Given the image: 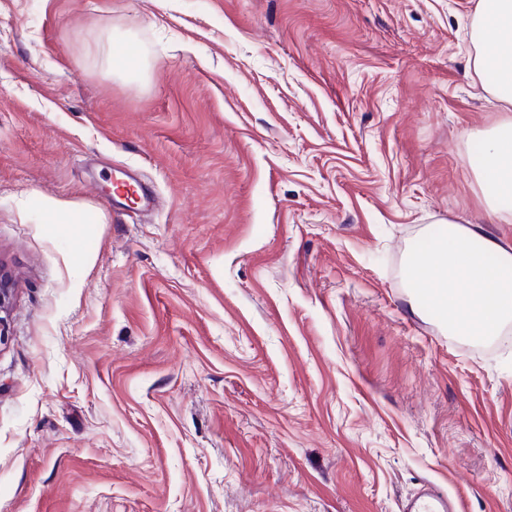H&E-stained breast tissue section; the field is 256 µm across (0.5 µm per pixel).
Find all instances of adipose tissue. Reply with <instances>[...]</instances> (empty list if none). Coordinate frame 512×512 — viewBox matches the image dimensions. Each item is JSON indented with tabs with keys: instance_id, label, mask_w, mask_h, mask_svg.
Here are the masks:
<instances>
[{
	"instance_id": "obj_1",
	"label": "adipose tissue",
	"mask_w": 512,
	"mask_h": 512,
	"mask_svg": "<svg viewBox=\"0 0 512 512\" xmlns=\"http://www.w3.org/2000/svg\"><path fill=\"white\" fill-rule=\"evenodd\" d=\"M472 39L480 89L512 110V0H479ZM480 171L496 220L512 222V120L481 137ZM411 297L440 312L451 333L490 338L512 325V244L481 227L449 223L433 234L427 249L407 261Z\"/></svg>"
}]
</instances>
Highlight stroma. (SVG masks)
Returning <instances> with one entry per match:
<instances>
[{
    "label": "stroma",
    "mask_w": 512,
    "mask_h": 512,
    "mask_svg": "<svg viewBox=\"0 0 512 512\" xmlns=\"http://www.w3.org/2000/svg\"><path fill=\"white\" fill-rule=\"evenodd\" d=\"M477 2L0 0V512H512V329L405 276L448 221L512 243ZM485 163L480 171L488 206L496 220L512 222V211L502 209L503 201L512 202V120H507L481 136ZM113 181H115L117 183H121L125 186L131 187L133 189V193L136 195V201L131 203V204L135 205L136 208H133L130 205V202L127 200V198H125L121 194L112 196V204L114 206H120L124 209L132 210V209H140V208L146 207L150 204L151 192L144 185L126 179L124 177V175L118 171H115ZM426 492L412 500L407 508L403 511L406 512H454L448 509V495L442 493L437 487L431 483H427Z\"/></svg>",
    "instance_id": "1"
}]
</instances>
